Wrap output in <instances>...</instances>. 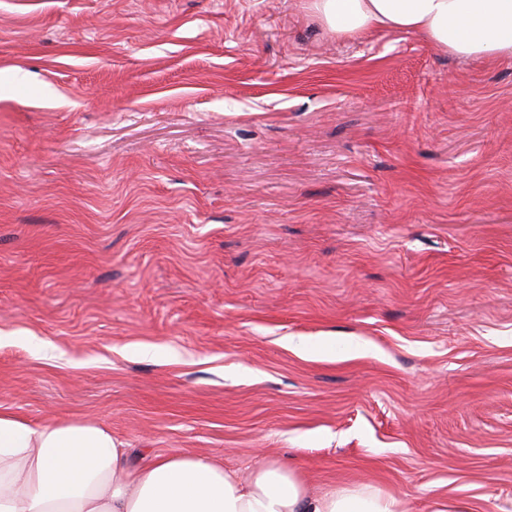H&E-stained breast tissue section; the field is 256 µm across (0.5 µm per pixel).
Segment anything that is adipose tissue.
Returning a JSON list of instances; mask_svg holds the SVG:
<instances>
[{
  "label": "adipose tissue",
  "mask_w": 512,
  "mask_h": 512,
  "mask_svg": "<svg viewBox=\"0 0 512 512\" xmlns=\"http://www.w3.org/2000/svg\"><path fill=\"white\" fill-rule=\"evenodd\" d=\"M328 32L413 33L467 59L512 58V0H305ZM0 512H408L371 485L313 492L287 464L248 476L196 454L132 462L89 420L39 424L0 406Z\"/></svg>",
  "instance_id": "1"
}]
</instances>
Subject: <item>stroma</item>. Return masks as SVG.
Segmentation results:
<instances>
[{
    "instance_id": "1",
    "label": "stroma",
    "mask_w": 512,
    "mask_h": 512,
    "mask_svg": "<svg viewBox=\"0 0 512 512\" xmlns=\"http://www.w3.org/2000/svg\"><path fill=\"white\" fill-rule=\"evenodd\" d=\"M0 405L512 512V59L0 0Z\"/></svg>"
}]
</instances>
